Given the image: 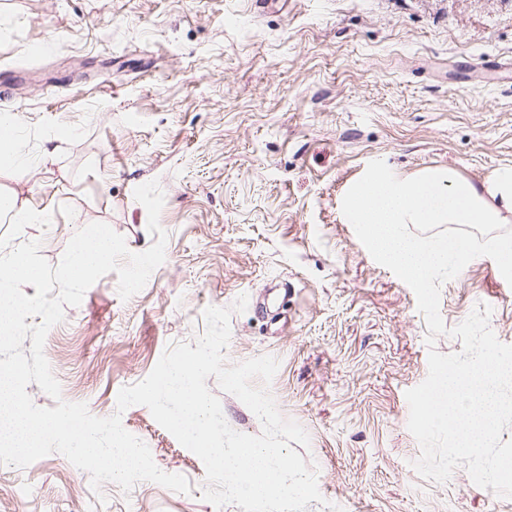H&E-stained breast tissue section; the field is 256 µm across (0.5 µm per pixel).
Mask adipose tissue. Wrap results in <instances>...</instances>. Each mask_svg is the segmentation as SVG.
<instances>
[{
    "label": "adipose tissue",
    "mask_w": 512,
    "mask_h": 512,
    "mask_svg": "<svg viewBox=\"0 0 512 512\" xmlns=\"http://www.w3.org/2000/svg\"><path fill=\"white\" fill-rule=\"evenodd\" d=\"M19 117L0 114V160L30 168L45 153L29 154L18 139ZM355 223L363 225L382 259L403 275L428 284L438 265L462 268L475 249L490 253L504 277L512 278V237L485 240L433 235L418 238L410 224H470L490 227L512 218V167L495 171L482 185L462 179L454 169H428L415 176L372 173L349 200Z\"/></svg>",
    "instance_id": "obj_1"
}]
</instances>
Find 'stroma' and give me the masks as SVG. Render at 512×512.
Masks as SVG:
<instances>
[{
	"instance_id": "obj_1",
	"label": "stroma",
	"mask_w": 512,
	"mask_h": 512,
	"mask_svg": "<svg viewBox=\"0 0 512 512\" xmlns=\"http://www.w3.org/2000/svg\"><path fill=\"white\" fill-rule=\"evenodd\" d=\"M36 41L41 56H27ZM1 112L19 115L24 150L52 151L27 170L0 163V193L53 213L18 237L51 265L93 222L146 250L133 191L155 180L165 197L166 260L146 286L124 301L106 274L48 332L63 400L117 413L120 388L203 334L205 308L244 294L225 358L278 360L268 390L308 433L301 455L323 497L306 512H512L464 468L444 483L413 468L405 393L426 378L429 348L462 344L427 346L414 292L341 210L375 159L475 184L512 166V0H0ZM481 303L512 345V283L486 256L442 284L447 329ZM206 384L235 431L260 434L237 397ZM121 415L190 494L150 481L96 493L53 453L0 464V512H243L202 498L203 462L147 407Z\"/></svg>"
}]
</instances>
